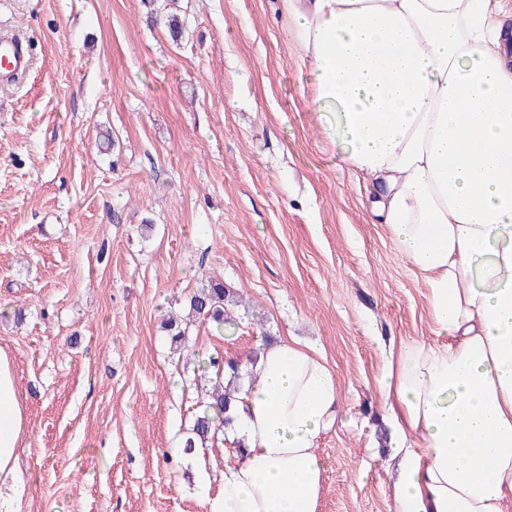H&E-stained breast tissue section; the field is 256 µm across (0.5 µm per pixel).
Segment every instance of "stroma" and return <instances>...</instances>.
Segmentation results:
<instances>
[{"instance_id": "obj_1", "label": "stroma", "mask_w": 512, "mask_h": 512, "mask_svg": "<svg viewBox=\"0 0 512 512\" xmlns=\"http://www.w3.org/2000/svg\"><path fill=\"white\" fill-rule=\"evenodd\" d=\"M177 14L183 34L165 25ZM32 49L0 84V351L28 429L16 512H206L224 441L172 459L213 379L261 333L334 373L319 512H393L378 386L433 340L426 290L331 147L279 0H0ZM115 145L100 147L101 131ZM238 326L163 323L208 279Z\"/></svg>"}]
</instances>
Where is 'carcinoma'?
Segmentation results:
<instances>
[{
  "instance_id": "1",
  "label": "carcinoma",
  "mask_w": 512,
  "mask_h": 512,
  "mask_svg": "<svg viewBox=\"0 0 512 512\" xmlns=\"http://www.w3.org/2000/svg\"><path fill=\"white\" fill-rule=\"evenodd\" d=\"M233 291L224 287L221 282L209 281L201 285L189 298V311L192 317L212 322L218 326H233L234 319L228 306L234 304ZM164 329L170 336L171 343L176 346L186 345L188 328L175 319H167ZM240 364L233 360H219L215 357L207 358V369L211 370L216 382L206 391V405L198 414L192 426L190 436L183 442L186 449L197 446L205 447L221 431V427L229 424V417L225 416L229 399L230 385L224 384L225 378L232 380L238 378Z\"/></svg>"
}]
</instances>
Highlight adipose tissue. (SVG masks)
I'll return each instance as SVG.
<instances>
[{
    "mask_svg": "<svg viewBox=\"0 0 512 512\" xmlns=\"http://www.w3.org/2000/svg\"><path fill=\"white\" fill-rule=\"evenodd\" d=\"M309 107L427 290L435 339L391 350L379 386L395 512H512V54L492 0H281ZM206 512H319L332 370L260 342ZM27 426L0 352V480Z\"/></svg>",
    "mask_w": 512,
    "mask_h": 512,
    "instance_id": "1",
    "label": "adipose tissue"
}]
</instances>
